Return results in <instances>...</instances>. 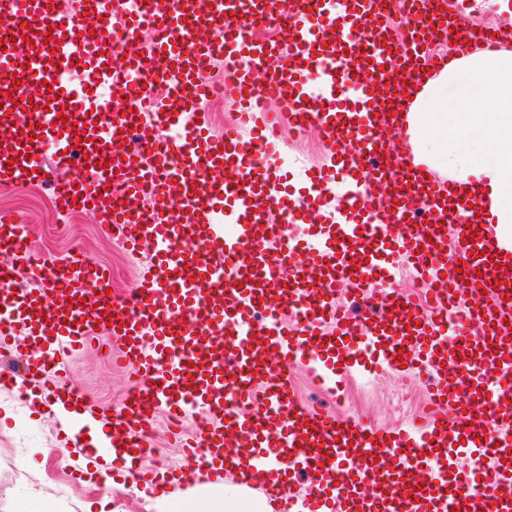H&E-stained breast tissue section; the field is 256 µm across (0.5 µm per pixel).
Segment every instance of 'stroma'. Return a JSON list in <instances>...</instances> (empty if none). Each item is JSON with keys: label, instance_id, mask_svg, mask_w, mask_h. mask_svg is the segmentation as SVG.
Returning <instances> with one entry per match:
<instances>
[{"label": "stroma", "instance_id": "35a3bbf8", "mask_svg": "<svg viewBox=\"0 0 512 512\" xmlns=\"http://www.w3.org/2000/svg\"><path fill=\"white\" fill-rule=\"evenodd\" d=\"M45 162L52 171L51 179L0 185V213L23 215L30 238L52 257L67 256L71 243L80 241L94 262L111 270L113 296L124 295L133 285L141 259L127 254L118 243L104 241L91 215H83L78 224L66 217L58 218L53 225L47 223L54 182L68 177L69 172L57 168L53 153H46ZM69 375L72 387L95 398L107 410L120 403L130 384L126 369L93 348L73 354ZM295 381L299 398L307 404L331 413L337 402L344 400L350 413L365 416L381 427L408 425L426 406L427 396L421 386L393 370L369 379L350 373L343 389L334 393L319 388L302 369L297 370ZM167 426V421H159L154 432L158 454L142 459L136 476L118 477V486L111 491L116 512H146L142 475L166 470L169 461L179 458V449L168 440ZM25 455L33 456L34 466L20 465ZM37 493L53 500L59 512H82L84 503L99 501L103 496L99 486L85 484L81 462L65 446L53 413L34 412L30 402L18 401L16 389L0 385V512H13L15 507L31 502Z\"/></svg>", "mask_w": 512, "mask_h": 512}]
</instances>
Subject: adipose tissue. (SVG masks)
Here are the masks:
<instances>
[{
  "instance_id": "ef3b65f1",
  "label": "adipose tissue",
  "mask_w": 512,
  "mask_h": 512,
  "mask_svg": "<svg viewBox=\"0 0 512 512\" xmlns=\"http://www.w3.org/2000/svg\"><path fill=\"white\" fill-rule=\"evenodd\" d=\"M408 133L417 163L440 165L491 202L490 224H512V52L477 49L449 60L418 91ZM156 512H274L245 487L222 484L199 495L156 498Z\"/></svg>"
}]
</instances>
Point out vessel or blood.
I'll list each match as a JSON object with an SVG mask.
<instances>
[{"mask_svg": "<svg viewBox=\"0 0 512 512\" xmlns=\"http://www.w3.org/2000/svg\"><path fill=\"white\" fill-rule=\"evenodd\" d=\"M59 1L0 0V32L17 37L0 45V78L17 82L0 96V183L38 181L49 150L77 160L59 211L82 207L149 259L122 299L87 257L0 266V352L21 358L0 383L74 399L85 420L68 440L108 425L136 461L159 415L194 411L187 463L223 476L233 439L242 483L304 473L318 500L331 480L335 512H512V339L471 321L477 306L512 317V239L486 222L488 200L414 164L400 137L401 88L446 65L435 46L474 21V0H167L153 15L147 0ZM148 19L161 41L140 42ZM283 20L288 42L257 36ZM475 37L508 47L512 28ZM227 71L236 118L214 133L203 106ZM286 128L327 147L297 190ZM24 228L1 214L0 247L22 250ZM409 266L426 278L418 299L388 288ZM346 291L364 316L344 313ZM102 331L134 376L108 413L64 383L67 358ZM299 366L330 387L385 366L421 375L432 409L409 429L322 412L298 401ZM463 439L472 460L451 463Z\"/></svg>", "mask_w": 512, "mask_h": 512, "instance_id": "b4317fda", "label": "vessel or blood"}]
</instances>
